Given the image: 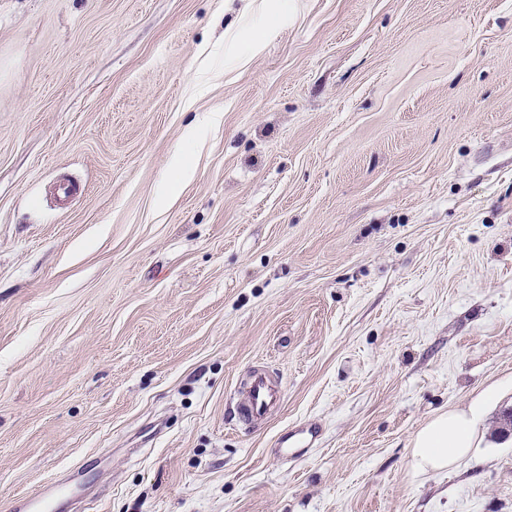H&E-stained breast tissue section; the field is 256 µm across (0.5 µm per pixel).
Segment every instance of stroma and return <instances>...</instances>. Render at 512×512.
I'll use <instances>...</instances> for the list:
<instances>
[{"mask_svg":"<svg viewBox=\"0 0 512 512\" xmlns=\"http://www.w3.org/2000/svg\"><path fill=\"white\" fill-rule=\"evenodd\" d=\"M264 21L0 0V512H512V0H283L248 56ZM488 388L473 459L413 477ZM269 6L267 23L261 28H253L251 26H243L242 35L249 41L254 51H259L264 44L273 36H275L279 30L277 14H278V2L272 1ZM244 393L246 397L236 407V415L246 424L264 419L282 399L278 386L261 370L252 374ZM320 427L317 423L306 421L299 423L288 430V433L277 439V448H288V455L299 458L307 453L318 440Z\"/></svg>","mask_w":512,"mask_h":512,"instance_id":"obj_1","label":"stroma"}]
</instances>
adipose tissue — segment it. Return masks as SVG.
Segmentation results:
<instances>
[{
  "label": "adipose tissue",
  "mask_w": 512,
  "mask_h": 512,
  "mask_svg": "<svg viewBox=\"0 0 512 512\" xmlns=\"http://www.w3.org/2000/svg\"><path fill=\"white\" fill-rule=\"evenodd\" d=\"M493 391L481 392L467 408L438 411L410 440L411 473L424 477L472 456L485 408Z\"/></svg>",
  "instance_id": "adipose-tissue-1"
}]
</instances>
